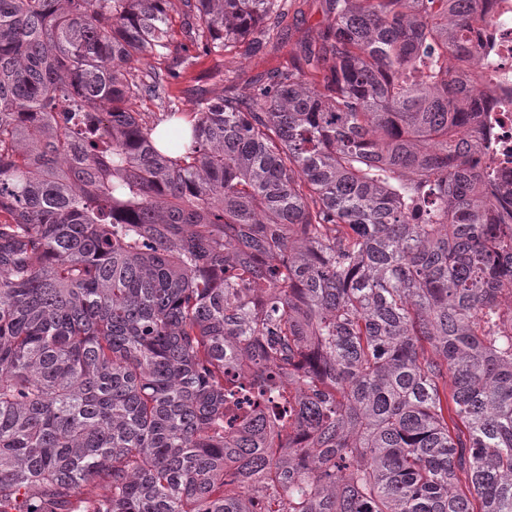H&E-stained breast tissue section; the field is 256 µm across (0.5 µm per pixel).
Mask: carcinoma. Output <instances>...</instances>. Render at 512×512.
Masks as SVG:
<instances>
[{
    "label": "carcinoma",
    "instance_id": "cac0c4a2",
    "mask_svg": "<svg viewBox=\"0 0 512 512\" xmlns=\"http://www.w3.org/2000/svg\"><path fill=\"white\" fill-rule=\"evenodd\" d=\"M275 2L0 0V512H512L486 0H325L269 80L133 109L175 23L257 50Z\"/></svg>",
    "mask_w": 512,
    "mask_h": 512
}]
</instances>
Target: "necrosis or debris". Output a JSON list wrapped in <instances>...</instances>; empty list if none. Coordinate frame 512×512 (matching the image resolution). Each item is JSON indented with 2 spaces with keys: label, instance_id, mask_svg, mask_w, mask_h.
I'll use <instances>...</instances> for the list:
<instances>
[{
  "label": "necrosis or debris",
  "instance_id": "1",
  "mask_svg": "<svg viewBox=\"0 0 512 512\" xmlns=\"http://www.w3.org/2000/svg\"><path fill=\"white\" fill-rule=\"evenodd\" d=\"M476 50L478 121L488 135L480 163L493 172L491 189L512 198V0H491L482 18L460 17Z\"/></svg>",
  "mask_w": 512,
  "mask_h": 512
}]
</instances>
